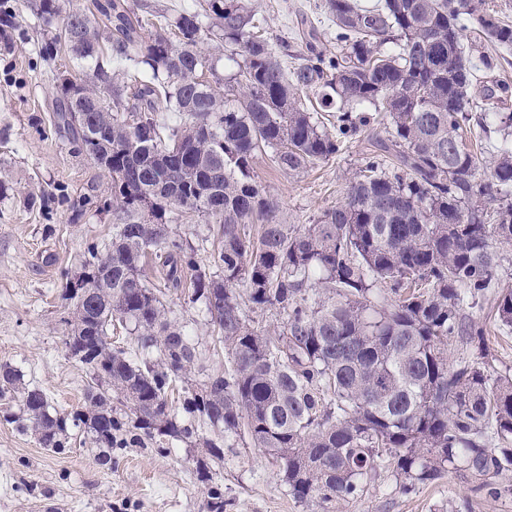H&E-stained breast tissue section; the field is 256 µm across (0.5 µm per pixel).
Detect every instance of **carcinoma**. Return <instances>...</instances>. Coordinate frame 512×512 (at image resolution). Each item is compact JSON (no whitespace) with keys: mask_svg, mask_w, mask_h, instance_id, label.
Returning <instances> with one entry per match:
<instances>
[{"mask_svg":"<svg viewBox=\"0 0 512 512\" xmlns=\"http://www.w3.org/2000/svg\"><path fill=\"white\" fill-rule=\"evenodd\" d=\"M339 51L315 49L288 69L257 34L244 0H197L156 25L132 0H32L53 40L94 61L77 88L57 84L56 130L94 164L112 162V237L91 243L63 299L70 358L87 366V410L72 415L96 448L154 434L203 441L215 463L245 441L279 466L290 494L322 509L362 497L391 474L402 491L450 470L499 493L512 471V375L491 363L483 326L464 314L495 287L500 247L512 245V113L489 90L473 95L462 39L473 28L503 48L512 27L475 0H326ZM224 44L223 78L204 48ZM316 95L309 111L300 93ZM336 112L325 127L322 112ZM389 122L348 182L344 200L312 224H282L255 179L266 155L298 175L328 161L370 122ZM479 112L474 117L472 113ZM505 133L484 163L464 128ZM498 202L491 217L481 200ZM194 216L216 225L207 261L170 225ZM159 273L146 272L149 258ZM203 301L213 350L170 317L169 297ZM276 324L262 326L257 313ZM497 320L512 327V288L498 289ZM132 326L136 348L109 342ZM184 390L172 413L173 383ZM18 375L0 366V398ZM23 406L40 444L66 448L67 418L26 388Z\"/></svg>","mask_w":512,"mask_h":512,"instance_id":"cac0c4a2","label":"carcinoma"}]
</instances>
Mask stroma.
<instances>
[{
	"instance_id": "stroma-1",
	"label": "stroma",
	"mask_w": 512,
	"mask_h": 512,
	"mask_svg": "<svg viewBox=\"0 0 512 512\" xmlns=\"http://www.w3.org/2000/svg\"><path fill=\"white\" fill-rule=\"evenodd\" d=\"M273 44L287 43V65L305 51L297 36L299 17L322 33L327 54L336 52V28L325 0H246ZM14 22L0 23V365L18 371L23 388L37 387L60 414L84 410L88 371L68 358L67 327L61 298L65 276L76 273L88 243L108 242L112 235L111 180L52 124L56 85L61 72L77 73L82 63L65 46L53 58L42 47L53 28L38 20L25 0H7ZM464 46L485 56L491 68L478 69L483 84H512V49L478 30H468ZM388 127L375 120L349 140L342 151L307 173L275 169L266 157L254 174L278 204L285 224L312 223L322 211L345 197L349 178L363 167L372 137H386ZM35 205H27L29 195ZM495 292L472 311L486 331L498 370H512V329L494 316ZM171 316L205 355L211 369L224 366L215 355L202 305L171 301ZM20 393L0 398V512H209L207 485L201 475L212 469L224 491V512H311L288 492L275 462L259 449L235 443L221 465H210L201 440L158 435L144 447L112 451L100 464L98 449L73 443L55 453L35 433L15 424L22 414ZM501 492L489 497L473 489L459 472L402 493L393 476L371 485L356 502L333 512H512V472L500 478Z\"/></svg>"
}]
</instances>
